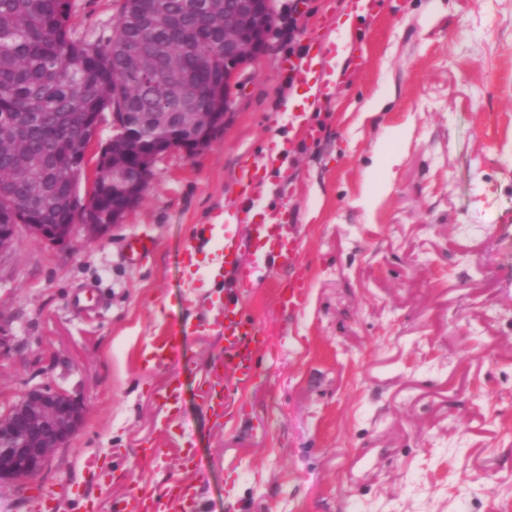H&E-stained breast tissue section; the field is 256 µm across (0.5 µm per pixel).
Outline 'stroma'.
Returning a JSON list of instances; mask_svg holds the SVG:
<instances>
[{
  "instance_id": "35a3bbf8",
  "label": "stroma",
  "mask_w": 512,
  "mask_h": 512,
  "mask_svg": "<svg viewBox=\"0 0 512 512\" xmlns=\"http://www.w3.org/2000/svg\"><path fill=\"white\" fill-rule=\"evenodd\" d=\"M123 3L76 0L71 24L108 37ZM342 34L361 63L306 113L322 136L303 140L288 65ZM275 146L262 205L287 210L308 288L291 316L275 301L286 272L258 274L246 307L271 345L222 425L198 393L224 360L204 304L224 293L212 270L239 168ZM133 238L151 246L138 265ZM185 324L183 351L155 366L152 341ZM35 385L78 392L84 425L38 478L0 486V512L87 498L114 512L183 477L185 441L199 512H512V0H383L364 17L275 0L268 47L203 152L162 156L107 237L23 233L0 254V414ZM113 469L126 483L102 481Z\"/></svg>"
}]
</instances>
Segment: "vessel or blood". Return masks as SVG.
Returning <instances> with one entry per match:
<instances>
[{
  "label": "vessel or blood",
  "mask_w": 512,
  "mask_h": 512,
  "mask_svg": "<svg viewBox=\"0 0 512 512\" xmlns=\"http://www.w3.org/2000/svg\"><path fill=\"white\" fill-rule=\"evenodd\" d=\"M261 168V163L254 161L240 169V194L255 205L260 202L258 173ZM237 220V212L229 211L224 215L226 228L217 263L227 282L224 298L217 304L213 318L224 338V361L219 375L208 377L204 382L208 407L219 422L227 420L233 394L253 378L256 357L269 346L264 329L248 314L245 306L258 271L269 263L287 270L288 280L279 285L276 293L280 310L296 312L306 296L301 247L288 228L287 212H266L260 221L241 228L237 227ZM180 458L184 478L173 481L159 494L133 493L116 512H198L197 488L188 476L193 469L190 445L181 447Z\"/></svg>",
  "instance_id": "1"
}]
</instances>
